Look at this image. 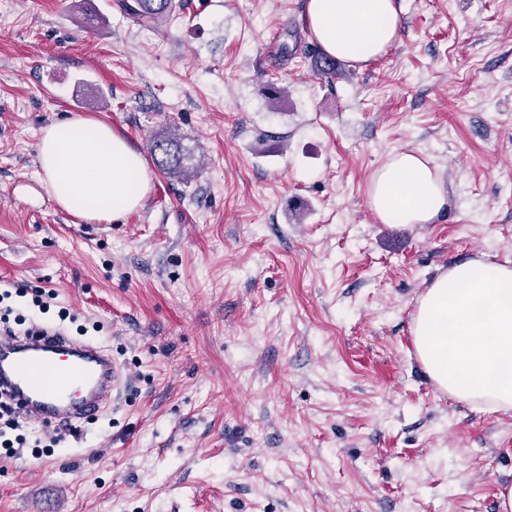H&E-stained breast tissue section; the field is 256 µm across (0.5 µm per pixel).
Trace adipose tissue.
<instances>
[{
  "label": "adipose tissue",
  "mask_w": 512,
  "mask_h": 512,
  "mask_svg": "<svg viewBox=\"0 0 512 512\" xmlns=\"http://www.w3.org/2000/svg\"><path fill=\"white\" fill-rule=\"evenodd\" d=\"M309 29L324 53L361 64L399 37L395 0H308ZM40 182L57 205L89 222L141 208L151 189L142 155L108 125L80 116L44 127ZM385 224H428L446 204L433 169L400 151L368 193ZM415 353L436 389L477 408L512 410V265L472 258L441 272L411 316Z\"/></svg>",
  "instance_id": "adipose-tissue-1"
}]
</instances>
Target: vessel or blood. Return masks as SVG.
<instances>
[{
  "label": "vessel or blood",
  "instance_id": "b4317fda",
  "mask_svg": "<svg viewBox=\"0 0 512 512\" xmlns=\"http://www.w3.org/2000/svg\"><path fill=\"white\" fill-rule=\"evenodd\" d=\"M122 383L120 366L99 344L44 325L35 337L0 331V388L30 421L73 425L98 417Z\"/></svg>",
  "mask_w": 512,
  "mask_h": 512
}]
</instances>
